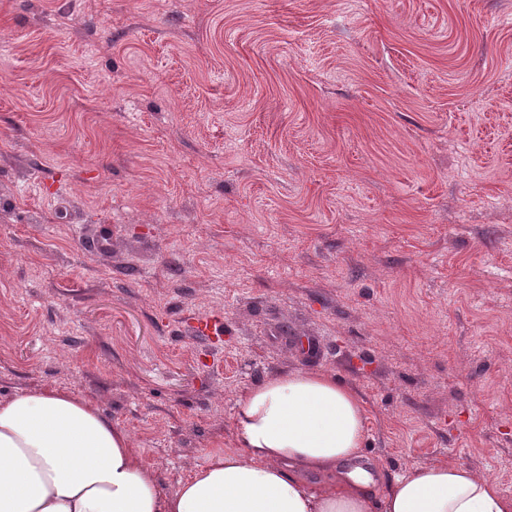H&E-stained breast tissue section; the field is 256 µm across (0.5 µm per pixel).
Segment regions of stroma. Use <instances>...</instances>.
Listing matches in <instances>:
<instances>
[{
	"label": "stroma",
	"mask_w": 512,
	"mask_h": 512,
	"mask_svg": "<svg viewBox=\"0 0 512 512\" xmlns=\"http://www.w3.org/2000/svg\"><path fill=\"white\" fill-rule=\"evenodd\" d=\"M286 369L512 496V0H0V398L172 492Z\"/></svg>",
	"instance_id": "stroma-1"
}]
</instances>
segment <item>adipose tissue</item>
Masks as SVG:
<instances>
[{
    "mask_svg": "<svg viewBox=\"0 0 512 512\" xmlns=\"http://www.w3.org/2000/svg\"><path fill=\"white\" fill-rule=\"evenodd\" d=\"M364 420L335 376L275 374L240 399L233 446L209 449L168 493L92 402L18 392L0 399V512H512V496L463 463L417 464L377 489L358 466Z\"/></svg>",
    "mask_w": 512,
    "mask_h": 512,
    "instance_id": "adipose-tissue-1",
    "label": "adipose tissue"
}]
</instances>
